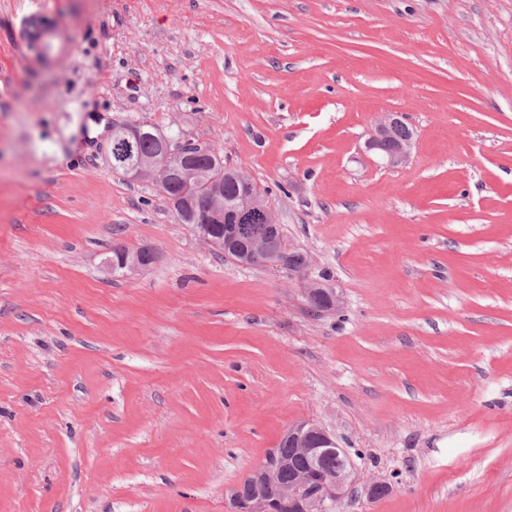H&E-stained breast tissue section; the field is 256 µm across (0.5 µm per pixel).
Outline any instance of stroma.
Returning a JSON list of instances; mask_svg holds the SVG:
<instances>
[{
  "mask_svg": "<svg viewBox=\"0 0 512 512\" xmlns=\"http://www.w3.org/2000/svg\"><path fill=\"white\" fill-rule=\"evenodd\" d=\"M116 122L244 169L306 277L112 172ZM302 420L358 470L329 512H512V0H0V512H229ZM22 35L27 43L40 45L41 51L47 59L66 55L71 51L73 44L68 34H61L57 39L48 34L44 21L37 14L31 16L25 23ZM401 124H404L401 113H381L371 129L369 137L364 143L363 152L372 154L386 167L396 168L405 165L411 157L414 144L413 133L397 143L388 144V146H386L390 136L391 143L397 139L403 138L407 134L405 127L398 126ZM117 252V259H110L109 261V268L113 272L118 268L124 269V271L131 273L143 271L148 268L150 264H152V262L155 260L153 251L148 247H141L135 251H130L126 247H119L118 249L114 250V252H112V256H116ZM305 296L308 305L315 313H324L336 309L340 300L331 288H325L316 282L306 288Z\"/></svg>",
  "mask_w": 512,
  "mask_h": 512,
  "instance_id": "1",
  "label": "stroma"
}]
</instances>
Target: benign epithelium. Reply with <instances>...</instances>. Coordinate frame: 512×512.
<instances>
[{
	"label": "benign epithelium",
	"mask_w": 512,
	"mask_h": 512,
	"mask_svg": "<svg viewBox=\"0 0 512 512\" xmlns=\"http://www.w3.org/2000/svg\"><path fill=\"white\" fill-rule=\"evenodd\" d=\"M403 124L399 112H384L375 121L364 143V152L375 156L390 168L406 164L413 149V136L389 143L393 129ZM149 138L156 151L143 154L137 150L140 140ZM108 163L122 171L131 181L151 179L159 186L173 182L182 192L171 204L177 215L186 217L194 232L208 245L240 252L251 265L280 266L281 225L267 205L250 175L240 169L234 179L238 191L234 198H224V179L216 175L219 160L210 147L189 139L151 132L143 124H121L108 146ZM154 253L148 247L123 250L109 261L111 270L143 271L152 264ZM308 305L316 313L339 306L336 293L313 282L306 288ZM282 438L288 440L304 465L296 470L295 479L272 492L278 470L285 465L280 450L270 449L264 460L239 485L229 491L231 512H327L326 503L342 497L356 478V467L347 451L332 436L311 420L288 426ZM342 451L344 461L333 473L320 468L322 456Z\"/></svg>",
	"instance_id": "7a95c632"
}]
</instances>
